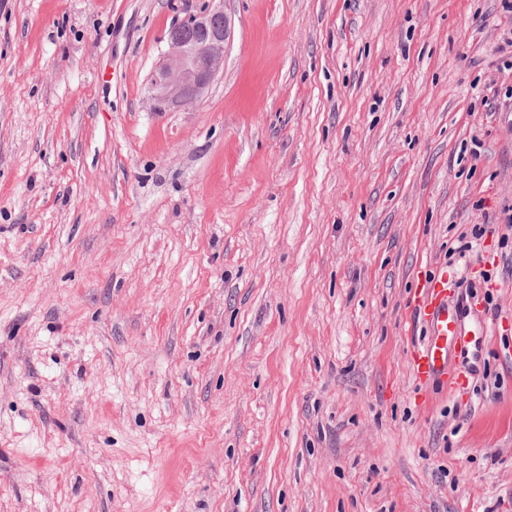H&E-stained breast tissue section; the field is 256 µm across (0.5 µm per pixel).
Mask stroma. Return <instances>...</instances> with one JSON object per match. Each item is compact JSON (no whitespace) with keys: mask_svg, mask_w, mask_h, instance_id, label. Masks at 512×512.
<instances>
[{"mask_svg":"<svg viewBox=\"0 0 512 512\" xmlns=\"http://www.w3.org/2000/svg\"><path fill=\"white\" fill-rule=\"evenodd\" d=\"M205 5L0 0V512H512V15L224 0L154 111ZM442 272L460 390L408 362ZM198 14L172 26L165 59L147 88L153 110L182 107L202 98L224 66L230 36L223 0H208Z\"/></svg>","mask_w":512,"mask_h":512,"instance_id":"stroma-1","label":"stroma"}]
</instances>
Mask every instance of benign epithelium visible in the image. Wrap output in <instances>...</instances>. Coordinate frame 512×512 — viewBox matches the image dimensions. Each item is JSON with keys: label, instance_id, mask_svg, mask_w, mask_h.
Returning <instances> with one entry per match:
<instances>
[{"label": "benign epithelium", "instance_id": "1", "mask_svg": "<svg viewBox=\"0 0 512 512\" xmlns=\"http://www.w3.org/2000/svg\"><path fill=\"white\" fill-rule=\"evenodd\" d=\"M229 36L224 0H208L203 11L172 26L165 59L147 88L153 110L182 107L202 98L224 66Z\"/></svg>", "mask_w": 512, "mask_h": 512}]
</instances>
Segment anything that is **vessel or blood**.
I'll return each mask as SVG.
<instances>
[{
	"label": "vessel or blood",
	"instance_id": "1",
	"mask_svg": "<svg viewBox=\"0 0 512 512\" xmlns=\"http://www.w3.org/2000/svg\"><path fill=\"white\" fill-rule=\"evenodd\" d=\"M448 278H434L426 287L424 295L415 297L414 304L425 318L430 330V339L415 345L409 363L419 384H427L439 378L446 379L449 388L467 387L469 379L463 374L453 373L450 359L456 353H468L486 339L489 331L485 322L466 326L463 312L448 304Z\"/></svg>",
	"mask_w": 512,
	"mask_h": 512
}]
</instances>
